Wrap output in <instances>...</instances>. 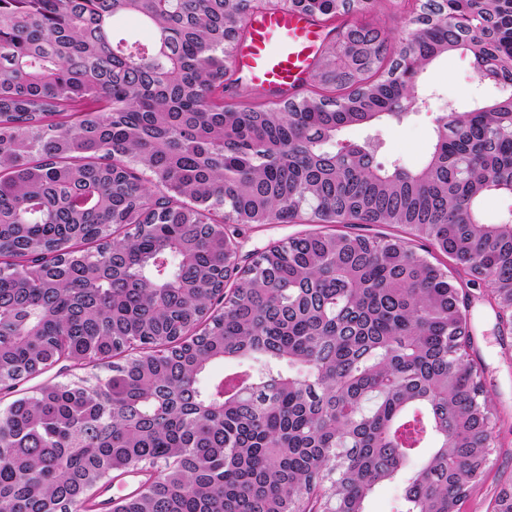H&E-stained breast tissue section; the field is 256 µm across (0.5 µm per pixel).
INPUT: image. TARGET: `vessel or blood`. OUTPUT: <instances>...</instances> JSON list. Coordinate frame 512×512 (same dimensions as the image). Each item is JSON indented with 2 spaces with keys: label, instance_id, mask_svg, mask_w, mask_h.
I'll return each instance as SVG.
<instances>
[{
  "label": "vessel or blood",
  "instance_id": "vessel-or-blood-1",
  "mask_svg": "<svg viewBox=\"0 0 512 512\" xmlns=\"http://www.w3.org/2000/svg\"><path fill=\"white\" fill-rule=\"evenodd\" d=\"M248 29L235 57L238 70L276 92L308 79L313 41L320 32L313 20L296 13H264L251 18Z\"/></svg>",
  "mask_w": 512,
  "mask_h": 512
}]
</instances>
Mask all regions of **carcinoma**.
Returning <instances> with one entry per match:
<instances>
[{
  "mask_svg": "<svg viewBox=\"0 0 512 512\" xmlns=\"http://www.w3.org/2000/svg\"><path fill=\"white\" fill-rule=\"evenodd\" d=\"M290 5L327 28L309 89L224 100L248 17ZM355 6L0 0V382L99 369L0 408V512H89L112 474L149 470L103 508L365 512L400 479L398 512H459L484 478L496 412L466 302L430 257L512 319V220L482 216L512 183V0H421L395 52L334 26ZM465 50L499 59L506 90L448 107L418 170L342 142L400 116L403 64ZM226 219L397 224L431 251L319 232L240 270Z\"/></svg>",
  "mask_w": 512,
  "mask_h": 512,
  "instance_id": "1",
  "label": "carcinoma"
}]
</instances>
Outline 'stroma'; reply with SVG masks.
Instances as JSON below:
<instances>
[{"mask_svg":"<svg viewBox=\"0 0 512 512\" xmlns=\"http://www.w3.org/2000/svg\"><path fill=\"white\" fill-rule=\"evenodd\" d=\"M409 6L406 0H378L363 15V23L390 36H401L408 29ZM417 93L429 105L400 119H384L369 127H353L343 133L349 141H373L376 160L383 165L399 163L409 169L421 167L435 141L436 119L448 107L466 111L475 103L492 97L463 54L442 57L421 73ZM238 245V264L245 267L275 243L309 232L306 224L276 221L270 224L227 223ZM467 298L472 331L471 359L482 369L486 387L497 414V450L486 479L473 489L460 512H491V504L505 484H512V334H502L501 324L487 284L460 279ZM82 369L61 360L21 381L0 387V407L32 393L46 382H67L82 376Z\"/></svg>","mask_w":512,"mask_h":512,"instance_id":"1","label":"stroma"}]
</instances>
